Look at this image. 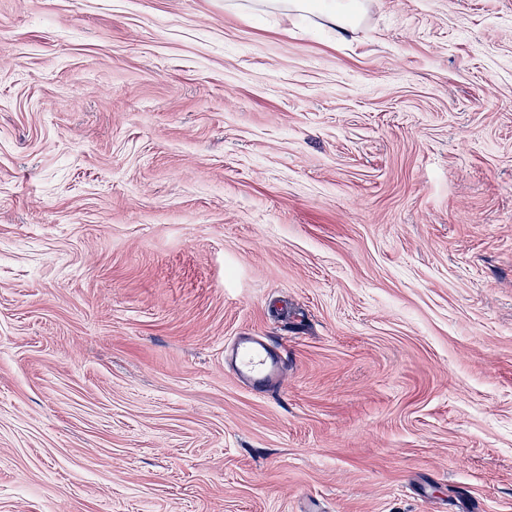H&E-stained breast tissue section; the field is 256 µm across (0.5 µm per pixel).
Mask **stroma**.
<instances>
[{
    "label": "stroma",
    "mask_w": 512,
    "mask_h": 512,
    "mask_svg": "<svg viewBox=\"0 0 512 512\" xmlns=\"http://www.w3.org/2000/svg\"><path fill=\"white\" fill-rule=\"evenodd\" d=\"M312 503L512 512V0H0V512ZM273 2L278 4L284 15L292 16L294 13H301L308 11L311 8H317L322 14L327 23L335 27L340 34L341 31H347L348 27L352 24V14L360 9V3L356 0H338L335 1H306V0H283V1H264ZM314 2H320L314 4ZM341 30V31H340ZM235 373L257 387L276 384L281 376L280 361L254 336H240L234 352Z\"/></svg>",
    "instance_id": "1"
}]
</instances>
